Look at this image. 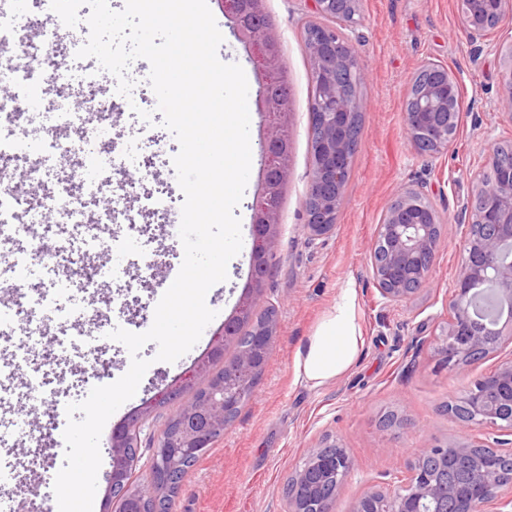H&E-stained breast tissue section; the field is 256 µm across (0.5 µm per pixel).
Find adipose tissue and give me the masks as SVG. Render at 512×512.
<instances>
[{"instance_id":"obj_1","label":"adipose tissue","mask_w":512,"mask_h":512,"mask_svg":"<svg viewBox=\"0 0 512 512\" xmlns=\"http://www.w3.org/2000/svg\"><path fill=\"white\" fill-rule=\"evenodd\" d=\"M363 344L357 290L348 285L298 355L296 376L311 387L325 386L350 369Z\"/></svg>"}]
</instances>
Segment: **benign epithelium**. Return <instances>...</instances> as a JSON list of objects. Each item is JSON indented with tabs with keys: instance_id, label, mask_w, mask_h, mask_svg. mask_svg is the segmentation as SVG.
<instances>
[{
	"instance_id": "obj_1",
	"label": "benign epithelium",
	"mask_w": 512,
	"mask_h": 512,
	"mask_svg": "<svg viewBox=\"0 0 512 512\" xmlns=\"http://www.w3.org/2000/svg\"><path fill=\"white\" fill-rule=\"evenodd\" d=\"M358 0H311L315 13L349 22ZM243 0H225V9L235 23L237 40L252 47L267 73L257 97L266 115L277 118L267 123L260 148L265 158V180L251 208L254 210L253 258L265 267L267 255L278 238L279 209L274 199L288 181L289 165L281 128L287 120V101L270 92L277 83L279 51L267 26L239 21ZM512 12V0H458V26L475 55L479 42L492 24ZM304 42L316 76L319 102L312 112L319 139L316 150L318 177L309 184L303 201L305 223L314 236L333 229L328 220L342 198L340 175L343 160L353 151L357 137L344 132L356 129L361 102L349 90L344 75L355 74L365 81L354 45L336 28L319 25L304 31ZM503 56L505 73L499 85L497 109L512 122V44L497 48ZM420 69L434 70V78L416 90H407L406 134L414 147L427 135V153L438 155L448 129L458 128L462 93L457 76L446 67L425 61ZM491 144L486 167L496 178L475 176L478 209L469 204V232L460 251L459 272L451 293L443 300L435 337V353L448 369L473 365L498 355L512 344V163L504 164L498 143ZM444 219L423 193L400 190L383 214L369 250L373 279L383 303L401 302L428 283L431 265L442 237ZM265 279L254 280L240 298L234 313L224 320L223 347L237 350L235 363L223 375H212L192 397L172 413L150 458L149 492L132 482L129 474L139 462L140 428L149 408L115 431L112 437V470L107 479L106 498L123 505V512H164L165 497L181 486L180 463L209 447L212 436L221 434L232 422L240 404L249 397L243 376L265 368L278 331L276 306L264 292ZM267 314L253 319L255 309ZM252 324V335L239 344L236 326ZM461 405L450 407L463 427L472 431L490 428L512 436V356L501 360L493 379L475 377L458 397ZM512 439L491 442L467 434L443 444L423 442L403 465L385 473L384 479L367 488L352 504L350 512H512ZM356 463L337 438L327 435L311 448L303 468L288 478L283 512H333V505ZM464 471L471 479L460 484L448 477Z\"/></svg>"
}]
</instances>
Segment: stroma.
I'll return each instance as SVG.
<instances>
[{"label": "stroma", "mask_w": 512, "mask_h": 512, "mask_svg": "<svg viewBox=\"0 0 512 512\" xmlns=\"http://www.w3.org/2000/svg\"><path fill=\"white\" fill-rule=\"evenodd\" d=\"M224 41L218 57L239 64L250 94V144L254 150L244 196L235 214L241 220L242 239L251 242V205L262 181L260 142L267 121L258 103L257 74L250 53L238 42L228 24L222 0H208ZM280 45V73L291 92L290 175L279 210L278 241L268 258L270 273L265 291L278 307L279 327L266 368L242 404L235 420L188 470L174 495L171 512H281L289 475L301 468L309 449L324 435L339 438L350 448L357 469L342 487L333 512H349L353 501L381 473L395 469L425 440L443 442L459 435L462 427L445 409L458 398L469 381L497 367L490 358L477 365L449 370L440 366L433 334L458 274L459 252L468 233L459 221L462 201L474 192V177L483 171L484 137L512 140V121L499 114L497 100L501 68L496 49L512 41V15L483 41L479 63H471L469 47L457 27L455 0H359L353 22L341 31L354 42L367 79L361 88L362 133L355 152L344 198L331 232L314 236L304 217L313 150L310 105L313 92L311 66L302 29L312 15L307 0H260ZM56 27L55 52L63 59L61 72L47 71L48 104L28 112L22 122L31 139L45 137L50 126L61 132L76 128L75 115L86 88L81 80L83 62L70 48L71 28L52 25L46 10L31 14L28 25L18 27L22 39L47 27ZM433 60L448 67L461 80L464 111L456 138L446 152L431 158L418 154L405 133L404 98L411 77L423 62ZM117 163L123 174L141 179L139 141L134 118L117 109L111 116ZM40 181L34 189L41 204L18 210L20 222H42L46 242L55 248L52 259L33 261L25 242L0 241V283L9 282L10 265L26 261L27 279L19 289L28 301L14 321L13 348L23 351L13 361L14 394L0 419L34 421L43 437L41 452L52 471L31 475L28 484L11 481L1 491L18 506V512H58L54 473L64 465V450L57 440L67 426L66 406L84 400L82 387L70 386L66 397L55 393L59 376L84 366L97 350L104 331L123 328L136 333L149 330L154 308L128 314L113 297L119 285H135L140 296L161 299L165 283L180 268L184 253L178 230H159L148 244L162 256L147 285H140L141 258L125 252L124 242L103 226L94 246H86L75 218L52 197L55 189L69 186L82 191L61 163L60 152L45 153L38 161ZM421 189L446 218L443 239L428 284L401 302L381 304L372 279L368 247L391 198L403 187ZM84 255L98 266H111L112 276L92 288L69 286L71 257ZM250 250H242L228 264V278L210 288L207 306L216 313L200 341L172 363L156 358L158 346L150 342L140 355L149 359L133 398L109 419L116 426L136 416L144 406L152 413L141 428L142 459L151 456L150 444L163 431L171 404H155V397L184 385L186 373L209 362L211 345L223 335L224 320L250 282ZM353 283L358 290L364 347L352 368L335 381L310 388L296 381L294 362L322 317L334 305L340 288ZM100 315L90 320L88 308ZM41 323L45 333L38 346H27L28 325ZM211 370L218 363L209 362ZM402 423L383 426L388 414Z\"/></svg>", "instance_id": "1"}]
</instances>
